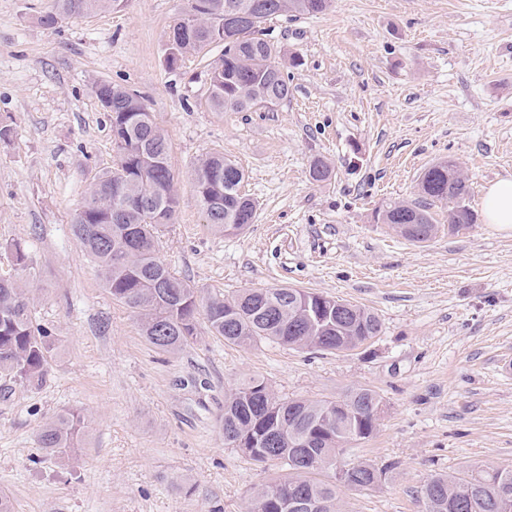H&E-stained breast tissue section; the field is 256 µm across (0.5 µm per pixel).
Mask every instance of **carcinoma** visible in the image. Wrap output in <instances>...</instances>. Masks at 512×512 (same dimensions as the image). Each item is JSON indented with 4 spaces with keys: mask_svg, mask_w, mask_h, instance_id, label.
<instances>
[{
    "mask_svg": "<svg viewBox=\"0 0 512 512\" xmlns=\"http://www.w3.org/2000/svg\"><path fill=\"white\" fill-rule=\"evenodd\" d=\"M331 0H186L196 26L174 36L167 63L176 67L190 53L213 43L224 54L211 71L205 105L213 112L270 110L288 98L289 85L274 44L264 38L267 20L282 14L317 15ZM116 0H55L41 17L51 28L63 17L110 9ZM119 85L95 84L109 112L117 167L95 178L77 213L73 230L99 269L103 287L138 320L142 336L157 350L175 354L200 339L199 319L224 342L240 347L262 339L294 350L343 352L381 333L378 317L364 306L298 288L244 289L232 295H201L176 277L157 256L161 229L173 223L177 198L169 164L168 140L141 97ZM246 174L232 160L213 154L195 168V188L208 229L236 235L254 223L256 204L241 190ZM467 178L451 159L429 167L419 182V198L396 201L375 213L384 224L411 226L430 240L437 231L431 209L448 205L450 230L476 221L466 203ZM31 290L0 277V376L28 386L45 381L55 338L34 326ZM380 395L371 388L349 390L339 399H282L260 377L224 390V445L249 460L279 461L288 475L250 493L245 512H343L338 488L362 490L379 485L383 471L363 460L336 457L345 447L370 438L378 426ZM86 418L65 411L38 433L42 452L59 463L72 459ZM330 472L331 479L316 475ZM426 512H512V470L479 476L436 475L424 486Z\"/></svg>",
    "mask_w": 512,
    "mask_h": 512,
    "instance_id": "obj_1",
    "label": "carcinoma"
}]
</instances>
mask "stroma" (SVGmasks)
<instances>
[{
	"label": "stroma",
	"instance_id": "1",
	"mask_svg": "<svg viewBox=\"0 0 512 512\" xmlns=\"http://www.w3.org/2000/svg\"><path fill=\"white\" fill-rule=\"evenodd\" d=\"M54 0H0V275H27L33 322L58 340L42 387L0 378V491L15 512H243L252 489L283 476L225 447L224 390L264 378L283 397L377 391L376 432L349 459L385 471L342 489L346 512H424L432 475L512 469V230L476 222L413 243L374 219L413 200L424 171L453 159L480 211L512 178V0H333L316 16L265 25L290 93L273 110L214 112L204 100L214 44L166 62L184 0H121L41 24ZM137 91L164 130L178 196L158 256L202 294L288 286L370 309L382 332L345 352L201 339L169 355L103 288L72 224L116 153L95 82ZM221 152L246 173L254 224L206 228L194 168ZM326 161L328 181L309 176ZM21 244L30 270L10 252ZM77 410L78 460L41 458L37 435ZM188 480L182 491L169 483Z\"/></svg>",
	"mask_w": 512,
	"mask_h": 512
}]
</instances>
